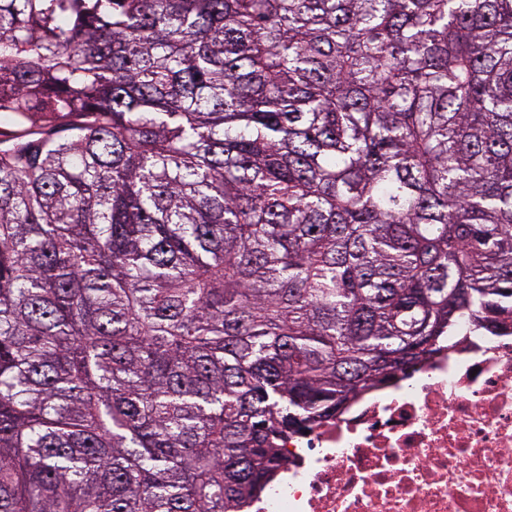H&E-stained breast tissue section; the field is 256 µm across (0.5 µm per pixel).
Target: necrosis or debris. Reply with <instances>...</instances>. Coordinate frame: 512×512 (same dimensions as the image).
Masks as SVG:
<instances>
[{"label": "necrosis or debris", "instance_id": "4bbe7bcc", "mask_svg": "<svg viewBox=\"0 0 512 512\" xmlns=\"http://www.w3.org/2000/svg\"><path fill=\"white\" fill-rule=\"evenodd\" d=\"M281 448L253 512H512V332L460 322L396 385Z\"/></svg>", "mask_w": 512, "mask_h": 512}]
</instances>
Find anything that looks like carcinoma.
Segmentation results:
<instances>
[{
    "mask_svg": "<svg viewBox=\"0 0 512 512\" xmlns=\"http://www.w3.org/2000/svg\"><path fill=\"white\" fill-rule=\"evenodd\" d=\"M1 113L0 512H247L512 325V0H0Z\"/></svg>",
    "mask_w": 512,
    "mask_h": 512,
    "instance_id": "obj_1",
    "label": "carcinoma"
}]
</instances>
